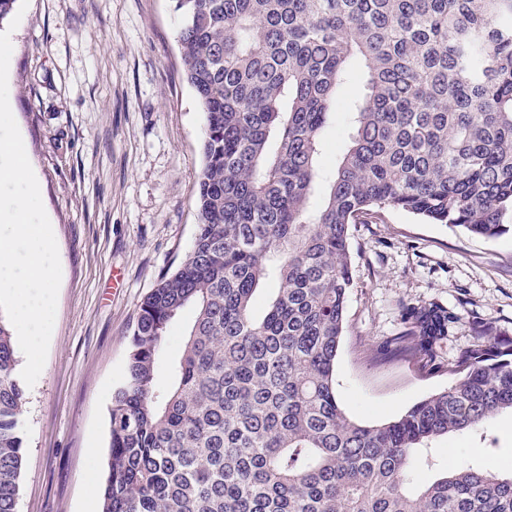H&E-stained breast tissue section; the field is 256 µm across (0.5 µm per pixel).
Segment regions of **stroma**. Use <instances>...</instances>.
Segmentation results:
<instances>
[{
  "label": "stroma",
  "instance_id": "35a3bbf8",
  "mask_svg": "<svg viewBox=\"0 0 512 512\" xmlns=\"http://www.w3.org/2000/svg\"><path fill=\"white\" fill-rule=\"evenodd\" d=\"M180 26L173 0H29L11 36L13 116L62 267L46 363L24 390L17 512H101L85 489L108 469L109 409L139 305L193 245L205 115L184 77ZM347 123L337 103L320 186L334 175ZM350 250L334 388L351 420L387 423L447 389L446 367L471 346L476 325L512 349L511 233L478 237L386 210L357 225ZM432 303L455 316L442 369L383 360L406 313ZM432 446L441 467L512 459V414Z\"/></svg>",
  "mask_w": 512,
  "mask_h": 512
}]
</instances>
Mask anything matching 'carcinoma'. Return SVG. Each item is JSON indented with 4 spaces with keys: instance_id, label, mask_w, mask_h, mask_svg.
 <instances>
[{
    "instance_id": "1",
    "label": "carcinoma",
    "mask_w": 512,
    "mask_h": 512,
    "mask_svg": "<svg viewBox=\"0 0 512 512\" xmlns=\"http://www.w3.org/2000/svg\"><path fill=\"white\" fill-rule=\"evenodd\" d=\"M174 2L205 114L198 230L139 306L101 512H512V473L496 466L408 489L431 441L512 412V353L492 349L491 328L448 367V389L394 421L349 419L333 389L355 225L393 209L512 231V0ZM357 71L347 145L314 208L321 134ZM451 319L416 310L392 347L432 369ZM15 367L0 318V512H16L25 453ZM192 317V311L187 309L173 324L168 331L166 341V352L169 357L179 354L183 346L186 326Z\"/></svg>"
}]
</instances>
